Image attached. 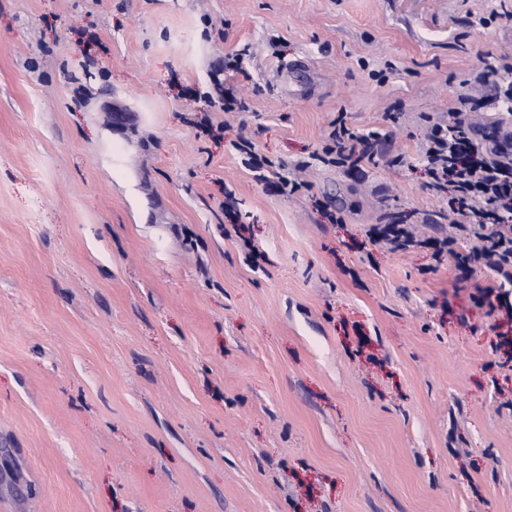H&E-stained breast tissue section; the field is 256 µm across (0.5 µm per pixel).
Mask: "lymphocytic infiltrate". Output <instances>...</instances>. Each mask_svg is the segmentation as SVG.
<instances>
[{"mask_svg": "<svg viewBox=\"0 0 512 512\" xmlns=\"http://www.w3.org/2000/svg\"><path fill=\"white\" fill-rule=\"evenodd\" d=\"M476 81L492 86L493 95H460L461 110L512 107V64L488 66ZM423 155L432 186L451 194V212L471 218L468 224H453L452 234L432 239L436 257L451 254L455 233L469 235L476 246L468 261L484 265L492 274L478 290L480 300L490 301V313L512 320V145L483 146L460 119L450 128L434 125Z\"/></svg>", "mask_w": 512, "mask_h": 512, "instance_id": "obj_1", "label": "lymphocytic infiltrate"}]
</instances>
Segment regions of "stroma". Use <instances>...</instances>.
<instances>
[{
    "label": "stroma",
    "mask_w": 512,
    "mask_h": 512,
    "mask_svg": "<svg viewBox=\"0 0 512 512\" xmlns=\"http://www.w3.org/2000/svg\"><path fill=\"white\" fill-rule=\"evenodd\" d=\"M499 8L0 0V512H512L490 272L367 235L448 229L422 147L512 63ZM337 124L339 126H337ZM330 138L333 141L334 146L328 144L324 147L323 153L329 157L333 153H336L337 158H327L320 156L322 161L332 162L337 165H344L346 162L351 161L350 165L355 167L360 161L366 156H371L370 148L372 146L371 139H376V133H370L368 135H356L352 132L344 123L341 118L336 121V129H334ZM361 146V148H359ZM357 156L352 160V158Z\"/></svg>",
    "instance_id": "obj_1"
}]
</instances>
